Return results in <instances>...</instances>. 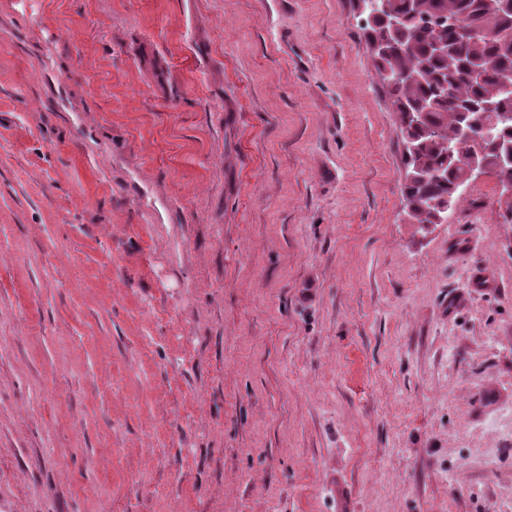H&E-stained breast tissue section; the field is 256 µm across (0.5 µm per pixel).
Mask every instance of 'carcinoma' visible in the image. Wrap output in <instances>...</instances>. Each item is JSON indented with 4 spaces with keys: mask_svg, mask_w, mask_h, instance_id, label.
I'll use <instances>...</instances> for the list:
<instances>
[{
    "mask_svg": "<svg viewBox=\"0 0 512 512\" xmlns=\"http://www.w3.org/2000/svg\"><path fill=\"white\" fill-rule=\"evenodd\" d=\"M492 0H390L393 15L373 19L361 15L360 26L371 47L381 83L397 112L404 145L400 191L408 217L424 228L443 218L439 206L459 200L469 181L468 156L448 155V142L462 140L459 113L469 112L476 125H490L504 142L512 143V97L500 93L512 83V12L491 7ZM400 18L398 25L392 17ZM482 28V36L468 44L457 42L456 25ZM448 45L440 54L434 42ZM481 66L477 80L467 77ZM497 103L488 111L484 104ZM483 158L498 182L512 181V165L500 164L496 146H482Z\"/></svg>",
    "mask_w": 512,
    "mask_h": 512,
    "instance_id": "carcinoma-1",
    "label": "carcinoma"
}]
</instances>
